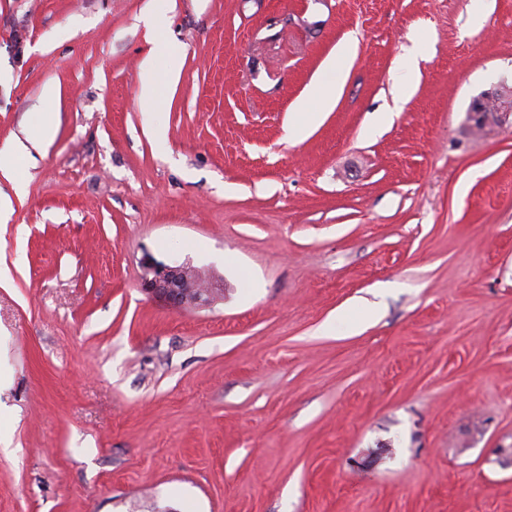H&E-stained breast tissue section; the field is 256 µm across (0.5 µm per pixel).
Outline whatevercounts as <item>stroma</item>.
<instances>
[{"instance_id": "35a3bbf8", "label": "stroma", "mask_w": 512, "mask_h": 512, "mask_svg": "<svg viewBox=\"0 0 512 512\" xmlns=\"http://www.w3.org/2000/svg\"><path fill=\"white\" fill-rule=\"evenodd\" d=\"M501 84L512 0H0V512H512ZM339 89L317 81L305 92L297 105L298 116L303 126H316L327 112L336 105ZM146 269L143 290L160 298L173 310L207 303L215 292L212 281L209 287L198 288L199 271L187 263H147Z\"/></svg>"}]
</instances>
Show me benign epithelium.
Masks as SVG:
<instances>
[{"mask_svg": "<svg viewBox=\"0 0 512 512\" xmlns=\"http://www.w3.org/2000/svg\"><path fill=\"white\" fill-rule=\"evenodd\" d=\"M488 98L505 101L500 118L506 119L512 116L511 87L502 84L490 92L481 94L476 98V102L479 103ZM146 269L147 277L143 281V290L160 298L173 310L206 303L215 292V285L212 283L207 288H198L199 271L187 263L174 265L148 263Z\"/></svg>", "mask_w": 512, "mask_h": 512, "instance_id": "7a95c632", "label": "benign epithelium"}]
</instances>
